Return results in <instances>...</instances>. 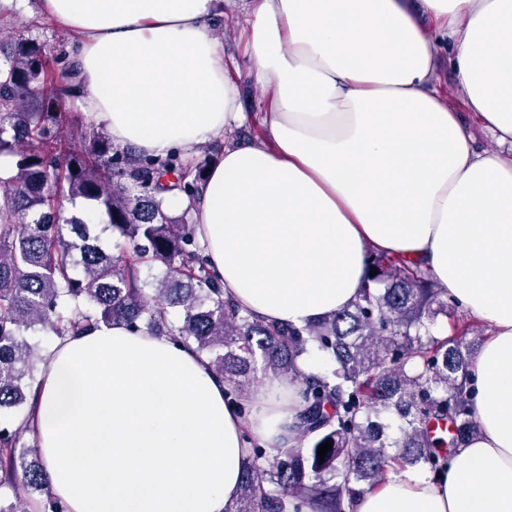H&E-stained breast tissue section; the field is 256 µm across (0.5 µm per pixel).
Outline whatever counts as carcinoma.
<instances>
[{
	"instance_id": "1",
	"label": "carcinoma",
	"mask_w": 512,
	"mask_h": 512,
	"mask_svg": "<svg viewBox=\"0 0 512 512\" xmlns=\"http://www.w3.org/2000/svg\"><path fill=\"white\" fill-rule=\"evenodd\" d=\"M50 61L35 35L0 40V155L16 169L0 176V411L33 395L43 355L28 332L61 340L122 323L195 348L243 413L255 382L297 385V444L271 454L246 434L240 494L225 512H286L290 502L294 512H350L391 471L435 472L479 434L469 385L477 349L434 333L438 316L463 314L429 270L372 251L376 274L355 301L302 327L238 308L187 220L214 155L153 157L114 147L102 127L66 125L61 104L74 97L78 64L53 72ZM174 191L190 201L179 217L164 206ZM78 200L106 216L100 233L64 217V203ZM311 352L326 359L324 373L299 370ZM24 430L0 427V512H67L38 445L21 444Z\"/></svg>"
}]
</instances>
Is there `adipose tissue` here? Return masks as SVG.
<instances>
[{"label":"adipose tissue","mask_w":512,"mask_h":512,"mask_svg":"<svg viewBox=\"0 0 512 512\" xmlns=\"http://www.w3.org/2000/svg\"><path fill=\"white\" fill-rule=\"evenodd\" d=\"M45 4L81 35L83 109L114 142L190 155L243 121L211 33L224 0ZM240 24L265 135L225 145L196 205L225 294L302 326L356 297L368 250L423 263L491 328L472 369L481 433L354 512H512V0H244ZM459 100L497 150L474 148ZM41 368L30 426L67 512H225L248 437L293 436L296 386L265 383L241 416L165 336L103 325Z\"/></svg>","instance_id":"obj_1"}]
</instances>
